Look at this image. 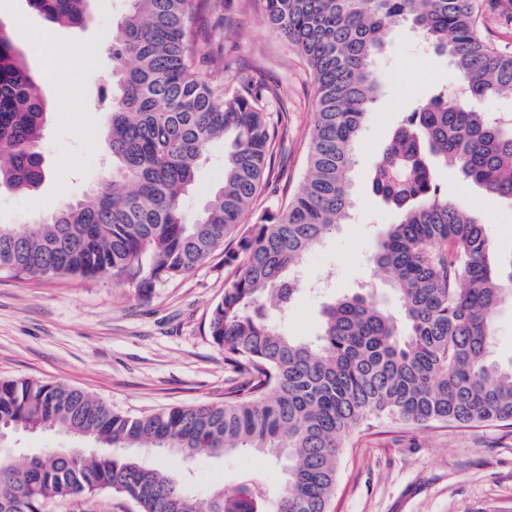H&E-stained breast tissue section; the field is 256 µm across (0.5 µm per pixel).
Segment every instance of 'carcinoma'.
Here are the masks:
<instances>
[{"instance_id": "cac0c4a2", "label": "carcinoma", "mask_w": 512, "mask_h": 512, "mask_svg": "<svg viewBox=\"0 0 512 512\" xmlns=\"http://www.w3.org/2000/svg\"><path fill=\"white\" fill-rule=\"evenodd\" d=\"M91 0H27L51 23L81 28ZM112 25V70L97 88L112 168L92 202L70 201L31 224L0 228V272L15 278L110 276L149 291L203 264L226 239L235 267L210 312L209 334L242 382L224 401L130 415L60 383L0 381V427L57 428L85 441L68 458L49 448L0 454V512H45L56 497L111 493L139 512H327L344 438L375 419L426 427L512 422V363L489 358L512 255L485 224L440 194L439 164L512 200V121L481 110L512 96V52L481 31L480 0H265L269 25L306 60L317 91L308 167L288 206L248 232L243 215L267 180L275 136L262 91L224 94L204 68L193 0H125ZM407 23L460 77L400 113L372 187L395 219L372 263L389 277L399 315L373 289L322 305L314 343L288 336L271 309L304 290L303 256L351 219L355 146L385 79L386 37ZM48 114L40 77L0 21V187L29 192L46 175ZM232 137L224 180L186 221V202L216 141ZM169 448L185 460L252 450L281 462L270 493L246 476L201 510L183 476L126 452Z\"/></svg>"}]
</instances>
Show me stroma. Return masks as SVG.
I'll use <instances>...</instances> for the list:
<instances>
[{
	"mask_svg": "<svg viewBox=\"0 0 512 512\" xmlns=\"http://www.w3.org/2000/svg\"><path fill=\"white\" fill-rule=\"evenodd\" d=\"M124 6V0H93V23L70 28L46 22L27 0H0V21L41 77L49 105L46 177L28 193L0 192V225L26 224L64 201L86 198L110 167L104 118L87 92L111 72V59L99 44ZM193 9L199 39L211 44L206 66L223 77L225 94L267 87L273 92L267 108L279 116L269 182L242 220L247 229L264 212L285 208L303 180L317 119L315 84L304 59L268 26L264 0H194ZM91 51L97 54L95 67L68 88L49 81V74L65 71ZM379 65L388 70L389 81L356 145V206L350 223L302 259L304 275L321 288L301 293L289 306L283 330L296 338L317 336L322 304L363 283L390 300L386 277L370 255L376 231L392 223L394 214L373 194L372 171L399 113L416 106L431 88L457 84L447 62L430 55L418 32L405 24L389 35ZM439 185L448 199L482 220L499 252H512L511 200L488 196L451 168L440 169ZM231 273L218 252L148 293L109 277L0 274V379L62 382L128 414L221 401L239 378L212 341L208 323ZM149 461L190 470L188 488L203 499L214 490L233 489L246 473L258 474L272 490L285 481L281 463L251 451L191 462L153 454ZM46 510L137 512V506L102 494L52 499ZM330 512H512V425L417 428L378 420L354 431L342 450Z\"/></svg>",
	"mask_w": 512,
	"mask_h": 512,
	"instance_id": "stroma-1",
	"label": "stroma"
}]
</instances>
